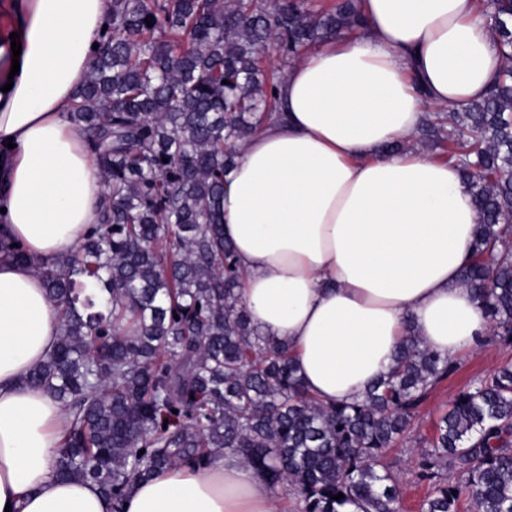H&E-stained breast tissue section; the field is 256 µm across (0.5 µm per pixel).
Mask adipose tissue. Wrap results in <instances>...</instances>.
Masks as SVG:
<instances>
[{
  "label": "adipose tissue",
  "mask_w": 512,
  "mask_h": 512,
  "mask_svg": "<svg viewBox=\"0 0 512 512\" xmlns=\"http://www.w3.org/2000/svg\"><path fill=\"white\" fill-rule=\"evenodd\" d=\"M368 25L311 48L278 89L280 116L224 177V237L254 326L287 343L306 389L361 400L415 333L453 359L489 321L460 282L478 222L458 168L411 139L429 110L481 100L503 60L477 0H360ZM112 0H0V512H114L96 486L59 478L63 405L26 377L55 348L61 309L38 266L100 223L104 183L70 121ZM20 57H13L11 33ZM19 73H12V63ZM121 512H283L236 455L135 482Z\"/></svg>",
  "instance_id": "obj_1"
}]
</instances>
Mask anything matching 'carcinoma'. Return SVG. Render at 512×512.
Returning a JSON list of instances; mask_svg holds the SVG:
<instances>
[{
	"label": "carcinoma",
	"mask_w": 512,
	"mask_h": 512,
	"mask_svg": "<svg viewBox=\"0 0 512 512\" xmlns=\"http://www.w3.org/2000/svg\"><path fill=\"white\" fill-rule=\"evenodd\" d=\"M487 11L503 68L483 99L427 114L419 134L472 189L480 222L460 281L512 336V0ZM365 28L358 0H112L109 49L69 113L99 158L101 223L37 269L64 314L28 377L70 415L60 475L118 508L136 481L224 450L304 512H399L389 453L453 361L412 334L363 400L322 403L288 345L252 325L222 224L224 174L279 110L284 71L263 52L286 66ZM422 444L421 512H512V366L460 392Z\"/></svg>",
	"instance_id": "1"
}]
</instances>
